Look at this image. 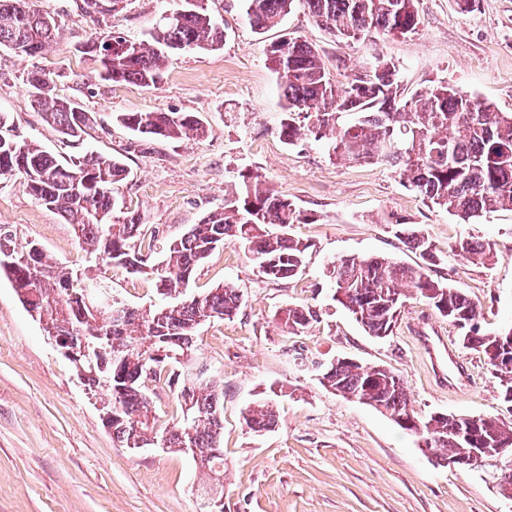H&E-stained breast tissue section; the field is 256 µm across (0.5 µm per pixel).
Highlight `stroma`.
Instances as JSON below:
<instances>
[{"instance_id":"1","label":"stroma","mask_w":512,"mask_h":512,"mask_svg":"<svg viewBox=\"0 0 512 512\" xmlns=\"http://www.w3.org/2000/svg\"><path fill=\"white\" fill-rule=\"evenodd\" d=\"M55 16L61 38L43 58L0 51V111L10 113L17 139L70 154L59 133L30 107L26 73H50L58 95L97 121L85 143L122 157L131 171L114 194L140 214L159 240L182 235L208 212L222 209L240 174L314 211V224L292 225L307 240L310 260L301 275L263 278L241 243L228 242L199 267L192 291L232 283L243 295L238 315L214 320L197 333L198 358L224 380V512H512L485 469L450 468L431 461L415 436L373 407L326 390L314 363L351 358L381 363L404 382L415 412L484 414L512 421L498 380L482 355L464 348L459 330L427 304L407 297L391 336L367 335L332 299L328 262L344 256L420 260L395 236L394 221L422 231L439 259L430 274L459 288L481 309L483 327L512 321V211L498 210L466 224L432 209L383 164H336L320 143L281 142V109L266 47L282 34L316 46L331 75L347 82L372 57L394 61L403 94L431 80L512 112V0H416L420 24L405 37L371 34L338 42L302 6L264 34L251 27L244 0H205L224 28V47L180 55L164 80L145 88L100 78V66L76 47L120 29L145 38L179 0H124L122 10L95 20L84 0H32ZM196 113L207 128L196 142H138L117 120L122 112ZM0 225L18 242L33 241L60 270L81 267L85 252L74 228L32 197L17 178L0 177ZM489 243L492 265L461 260L449 245L460 237ZM112 293L145 310L158 301L151 277L107 270ZM304 304L320 312L302 335L288 334L276 314ZM427 318L439 326L474 378L466 393L434 388L406 324ZM283 385L274 431L246 428L249 406ZM209 480L192 457L176 450H132L113 440L97 404L73 365L46 338L8 279H0V512H205L198 489Z\"/></svg>"}]
</instances>
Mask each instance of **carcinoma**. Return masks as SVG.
Returning a JSON list of instances; mask_svg holds the SVG:
<instances>
[{"label": "carcinoma", "mask_w": 512, "mask_h": 512, "mask_svg": "<svg viewBox=\"0 0 512 512\" xmlns=\"http://www.w3.org/2000/svg\"><path fill=\"white\" fill-rule=\"evenodd\" d=\"M247 16L256 33L277 26L296 0H246ZM416 0H304L314 21L342 41H358L372 32L396 37L412 34L420 24ZM60 38L54 16L32 7L29 0H0V49L35 59ZM112 56L98 55V39L79 52L99 63L101 79L113 84L154 87L161 83L176 56L217 51L224 46V27L203 6V0H182L172 17H160L149 38L125 44L123 33L112 31ZM276 78L283 117L280 140L292 145L306 137L320 142L329 159L338 163H383L431 207L469 224L494 209L512 210V112H500L487 102L465 95L445 82H432L408 97L400 88L395 63L377 58L367 64V75H356L338 85L327 72L318 49L283 34L266 49ZM31 108L69 143L83 142L95 118L80 104L55 93L46 73L27 74ZM134 135L148 141H198L206 127L193 112H124L116 116ZM453 136L455 162L441 160ZM130 170L116 157L81 150L60 160L35 142L12 134L11 117L0 112V177L18 176L31 196L57 211L74 226L84 251L95 266L80 270L98 297L112 301L109 322L102 325L84 301L71 292L68 273L58 270L44 251L30 256L33 242L17 245L13 231L0 226V277L13 288L27 309L37 313L46 335L75 333L105 336L82 356L88 390L109 398L112 436L124 447L179 448L192 453L196 464L210 472L204 494L224 495V450L219 441L223 421L224 386L180 378L162 380L169 363H178L182 344L210 320L237 316L242 294L233 284L206 294L188 292L201 263L226 241L247 248L258 273L270 281L296 276L306 269L310 244L288 231L293 224L319 221L288 196L263 188L259 176L240 175L241 182L224 196V209L208 213L182 236L168 241L160 258L144 245L147 234L138 214L114 215V186ZM396 237L419 252L422 263L401 264L390 257L345 256L327 267L339 303L370 336L393 333L409 289L438 315L454 325L477 327L461 336L465 347L481 353L499 380L504 399L512 398V358L500 365L501 339L512 336V324L487 331L478 305L457 288L432 278L428 266L438 260L434 244L422 233L397 225ZM471 263L489 264V244L473 237L449 246ZM120 267L130 274L152 277L163 303L144 315L112 297L107 281L98 278V266ZM279 321L292 335H301L319 320L312 306H287ZM156 367L151 382L175 386L182 419L166 431L157 429L149 388L141 386L145 362ZM320 383L334 394L356 399L385 411L403 431L425 443L436 463L470 456L473 444L457 435L455 415L420 416L410 407L403 380L383 364L362 365L341 359L319 365ZM484 448L512 445V423L496 417L472 416ZM246 428L267 433L279 422V404L263 401L244 416Z\"/></svg>", "instance_id": "1"}]
</instances>
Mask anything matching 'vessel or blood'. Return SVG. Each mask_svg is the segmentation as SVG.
Masks as SVG:
<instances>
[{"mask_svg":"<svg viewBox=\"0 0 512 512\" xmlns=\"http://www.w3.org/2000/svg\"><path fill=\"white\" fill-rule=\"evenodd\" d=\"M411 332L438 388L458 392L471 386L472 374L468 366L456 356L437 327L421 319L412 323Z\"/></svg>","mask_w":512,"mask_h":512,"instance_id":"1","label":"vessel or blood"}]
</instances>
